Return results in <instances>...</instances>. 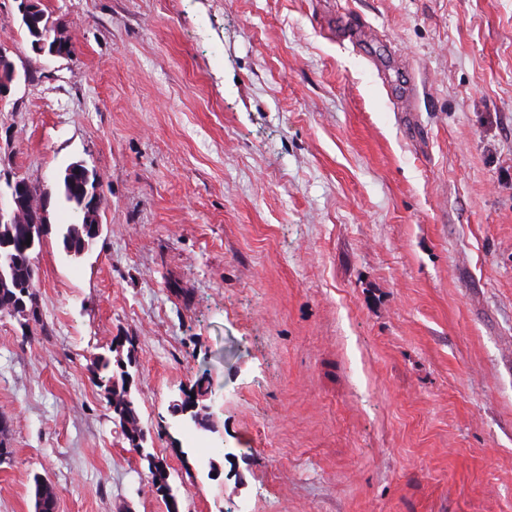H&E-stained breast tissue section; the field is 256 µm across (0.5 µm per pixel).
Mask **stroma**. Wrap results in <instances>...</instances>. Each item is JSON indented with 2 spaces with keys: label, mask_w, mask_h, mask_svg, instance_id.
I'll list each match as a JSON object with an SVG mask.
<instances>
[{
  "label": "stroma",
  "mask_w": 512,
  "mask_h": 512,
  "mask_svg": "<svg viewBox=\"0 0 512 512\" xmlns=\"http://www.w3.org/2000/svg\"><path fill=\"white\" fill-rule=\"evenodd\" d=\"M42 3L76 54L0 0V172L55 225L70 164L107 204L82 257L35 251L41 324L0 317V512L37 476L55 512H167L150 454L180 512H512V0ZM201 378L212 433L171 414ZM78 165H79V170L81 171L82 176H83L84 189H85L86 193L93 195V199H92L90 206L94 211H96V215L94 217L96 225H94V228L96 230V233L99 235L102 230V224H101V219H100V209H102L101 204H102V207L105 204L106 198L103 197L100 193V199H101V204H100V202H99V183H98L99 179H98V176H97V173L95 172V170L89 169L88 166L84 162H79ZM95 174H96L97 180H96ZM89 372L94 385L107 396L109 410L115 415V421L119 422L129 447L142 456L146 434L140 425L135 401L131 397L128 374L123 372L119 381L112 370L111 358L104 355L93 358ZM146 458H149L148 461H149V469H150V460L151 459H154L153 456L151 455H147ZM150 473L152 474V478H153V481L155 482V484H158V489L157 491H159V489H163L165 490L163 494V497H165V500H166V503H167V508H168V512H179V510H172V509H179V502H178V498L176 496V494L173 493V489L172 487L168 485L167 483V473L165 471V469L163 468V466L160 464H152V467L150 469ZM168 498H171V501H168Z\"/></svg>",
  "instance_id": "stroma-1"
}]
</instances>
